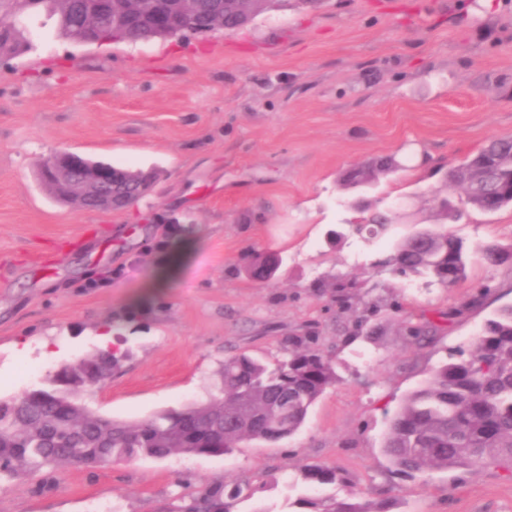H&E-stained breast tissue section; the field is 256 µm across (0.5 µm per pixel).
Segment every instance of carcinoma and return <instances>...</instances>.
Segmentation results:
<instances>
[{"mask_svg": "<svg viewBox=\"0 0 512 512\" xmlns=\"http://www.w3.org/2000/svg\"><path fill=\"white\" fill-rule=\"evenodd\" d=\"M15 0H0V53L28 52ZM107 0H40L34 11L55 19L69 38L80 16ZM511 139L489 142L449 171V181L466 184L469 170H495L503 181L512 168ZM390 219L377 212L363 225L376 238ZM401 273L426 274L448 288L468 277L471 260L495 268L512 262V249L468 244L443 227L424 228L397 240L392 249ZM358 284L341 280L334 298L353 309ZM129 349L99 351L61 364L40 388L0 398V477L50 471L64 465L128 464L173 455L219 457L254 441L275 444L298 433L324 393L340 382L335 356L312 346L310 336H292L281 358L269 364L255 356L227 355L215 372L213 393L204 402L124 422L88 410L81 390L101 384L121 367ZM382 452L395 471L407 476L431 471H470L489 464L512 469V305L486 320L482 333L451 360L433 367L425 382L403 399L388 420ZM311 487L334 486L348 497L303 496L298 512H390L388 501L364 499L350 474L325 465L296 467ZM241 490L207 487L178 498L163 512H234Z\"/></svg>", "mask_w": 512, "mask_h": 512, "instance_id": "carcinoma-1", "label": "carcinoma"}]
</instances>
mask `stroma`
<instances>
[{
	"instance_id": "stroma-1",
	"label": "stroma",
	"mask_w": 512,
	"mask_h": 512,
	"mask_svg": "<svg viewBox=\"0 0 512 512\" xmlns=\"http://www.w3.org/2000/svg\"><path fill=\"white\" fill-rule=\"evenodd\" d=\"M24 24L32 50L0 56V397L99 351L112 320L130 355L84 400L116 420L202 400L225 355L272 361L310 328L342 381L278 443L4 479L0 512H160L215 485L240 486L236 512H290L310 492L299 464L345 469L390 512H512L511 471L408 478L381 451L388 412L512 304V264L472 263L448 288L378 269L390 238L328 237L362 223L357 197L424 226L446 195L462 212L449 231L512 246V207L482 211L447 180L512 139V0H277L237 30L137 44ZM59 150L158 177L126 208L84 209L39 178ZM389 156L402 168L372 192L345 186L348 170ZM182 240L191 256L153 292ZM257 252L287 258L264 284L245 273ZM340 277L363 286L369 323L355 337L330 299ZM426 322L434 340L416 345L407 328Z\"/></svg>"
}]
</instances>
